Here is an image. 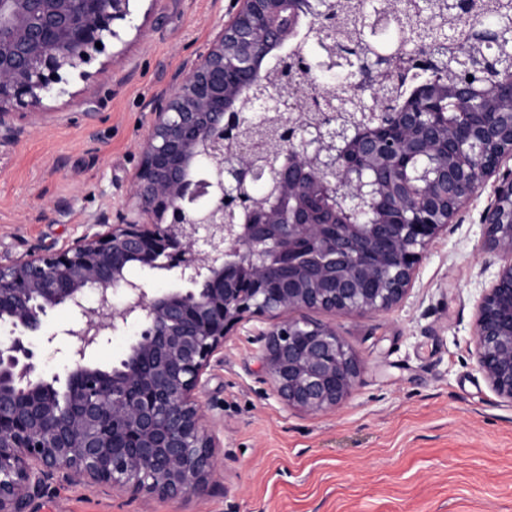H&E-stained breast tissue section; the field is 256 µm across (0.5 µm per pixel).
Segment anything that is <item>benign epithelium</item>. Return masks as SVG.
<instances>
[{"mask_svg":"<svg viewBox=\"0 0 512 512\" xmlns=\"http://www.w3.org/2000/svg\"><path fill=\"white\" fill-rule=\"evenodd\" d=\"M315 0H239L204 51L150 103L141 161L125 205L84 225L60 248L38 246L0 259V512H27L48 480L109 485L148 498L203 491L217 472L216 437L199 392L224 342L245 322L279 399L306 413L338 408L360 382L355 352L336 325L304 310L369 316L408 294L427 247L494 179L481 214L500 259L476 308L480 372L512 404V68L490 89L478 80L430 88L433 105L396 114L397 137L320 123L241 128L263 80V54L294 37ZM130 0H0V146L44 115V100L87 78L82 66L119 37ZM485 36L512 62V15ZM102 48H97L96 43ZM401 60L378 53L360 70L376 106ZM310 89L284 86L264 107L308 110ZM278 159L275 190L224 222L266 154ZM434 167L405 193L407 170ZM377 218L355 224L354 205ZM169 277L148 293L130 268ZM60 306L70 367L64 387L37 371L34 346L58 333ZM136 338L118 365L91 353L130 324Z\"/></svg>","mask_w":512,"mask_h":512,"instance_id":"7a95c632","label":"benign epithelium"}]
</instances>
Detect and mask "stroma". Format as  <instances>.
Listing matches in <instances>:
<instances>
[{"label":"stroma","instance_id":"1","mask_svg":"<svg viewBox=\"0 0 512 512\" xmlns=\"http://www.w3.org/2000/svg\"><path fill=\"white\" fill-rule=\"evenodd\" d=\"M121 39L72 78L21 142L0 147V256L71 242L124 204L150 102L213 37L235 0H131ZM479 196L425 252L390 311L335 317L363 373L334 411L275 395L253 320L224 343L200 400L219 417L206 492L146 500L51 481L29 512H512V405L478 369L476 305L494 281Z\"/></svg>","mask_w":512,"mask_h":512}]
</instances>
